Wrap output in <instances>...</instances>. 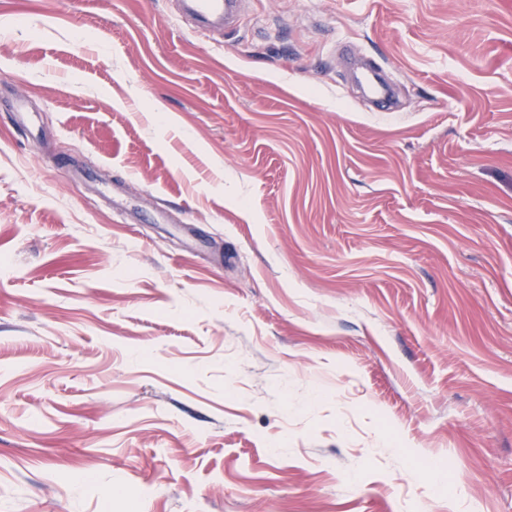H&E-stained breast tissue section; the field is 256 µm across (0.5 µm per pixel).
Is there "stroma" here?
Listing matches in <instances>:
<instances>
[{
    "instance_id": "obj_1",
    "label": "stroma",
    "mask_w": 512,
    "mask_h": 512,
    "mask_svg": "<svg viewBox=\"0 0 512 512\" xmlns=\"http://www.w3.org/2000/svg\"><path fill=\"white\" fill-rule=\"evenodd\" d=\"M0 512H512V0H0ZM176 17L194 26L200 34H218L235 31L245 15V0H177Z\"/></svg>"
}]
</instances>
